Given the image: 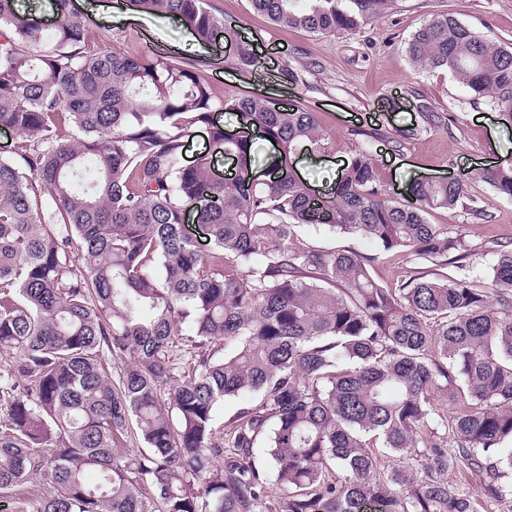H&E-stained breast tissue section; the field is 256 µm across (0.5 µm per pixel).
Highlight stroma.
<instances>
[{"mask_svg":"<svg viewBox=\"0 0 512 512\" xmlns=\"http://www.w3.org/2000/svg\"><path fill=\"white\" fill-rule=\"evenodd\" d=\"M112 3L72 0L100 47L130 56L155 49L174 56L187 49L191 36L176 22L138 11L124 21L112 14ZM210 3L225 23L239 27L242 38L252 41L262 57L259 71L240 72L233 69L232 50L223 38L196 47L199 68L215 97L264 95L280 102L298 101L315 112L333 140L331 152L316 164L301 157L298 170L317 195L330 191L342 161L358 145L372 151L391 198L401 199L409 180L417 177L465 181L469 197L486 209L487 218H477L460 206L432 211L428 220L475 248L467 275L474 281L485 280L496 260L489 242L512 241V200L498 197L480 172L512 163V126L502 125L497 112L489 110L485 101L474 100L448 72L418 71L405 52V43L433 16L451 13L490 33L495 41L510 45L512 0H396L392 9L364 29L318 37L274 29L250 0ZM310 60L320 62V71L304 73L302 82L294 85L281 80L283 66L302 70ZM419 95L451 120L447 128L432 130L405 143L400 151H391L387 138L418 121L413 102ZM297 235L307 244L377 255L373 275L387 284L430 268L429 262L412 254L383 253L368 239L340 236L325 226L304 224Z\"/></svg>","mask_w":512,"mask_h":512,"instance_id":"obj_1","label":"stroma"}]
</instances>
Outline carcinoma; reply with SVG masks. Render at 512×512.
<instances>
[{
  "label": "carcinoma",
  "instance_id": "cac0c4a2",
  "mask_svg": "<svg viewBox=\"0 0 512 512\" xmlns=\"http://www.w3.org/2000/svg\"><path fill=\"white\" fill-rule=\"evenodd\" d=\"M14 2L0 0V126L18 136L0 156V512H21L35 476L53 493L33 512H509L512 247L482 285L426 271L383 284L376 256L296 234L322 224L464 271L472 250L427 215L463 204L465 184L417 181L390 200L361 145L317 202L293 157L331 142L303 104L218 100L187 54L93 46L70 0L46 30ZM126 2L198 45L221 32L236 68L259 67L208 0ZM251 2L276 29L332 36L395 0ZM406 52L512 123V46L447 13ZM417 107L392 150L448 126ZM199 128L233 179L208 153L183 162ZM259 136L278 146L260 178ZM482 178L512 199V165ZM108 356L124 362L116 385ZM245 394L217 432L219 404ZM134 429L142 447L127 450ZM466 473L477 489L448 480Z\"/></svg>",
  "mask_w": 512,
  "mask_h": 512
}]
</instances>
